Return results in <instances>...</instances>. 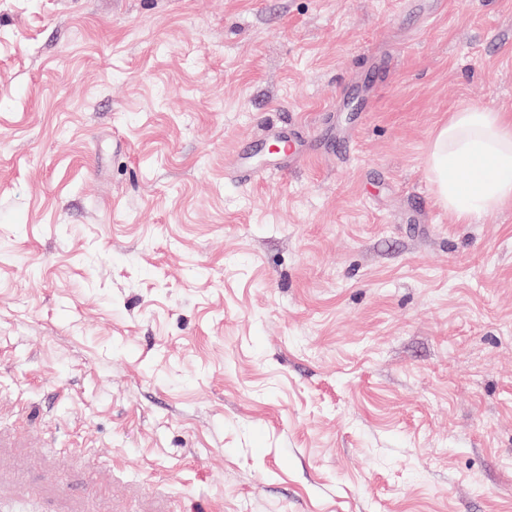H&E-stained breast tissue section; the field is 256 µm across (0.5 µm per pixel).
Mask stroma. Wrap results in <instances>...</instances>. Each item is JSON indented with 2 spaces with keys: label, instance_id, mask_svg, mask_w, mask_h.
Masks as SVG:
<instances>
[{
  "label": "stroma",
  "instance_id": "1",
  "mask_svg": "<svg viewBox=\"0 0 512 512\" xmlns=\"http://www.w3.org/2000/svg\"><path fill=\"white\" fill-rule=\"evenodd\" d=\"M403 2L0 0V500L512 512V0ZM426 162L439 203L459 224L512 205V121L459 108L435 131Z\"/></svg>",
  "mask_w": 512,
  "mask_h": 512
}]
</instances>
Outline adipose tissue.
I'll use <instances>...</instances> for the list:
<instances>
[{"mask_svg": "<svg viewBox=\"0 0 512 512\" xmlns=\"http://www.w3.org/2000/svg\"><path fill=\"white\" fill-rule=\"evenodd\" d=\"M426 162L439 203L457 222L512 205V121L500 113L454 110L435 131Z\"/></svg>", "mask_w": 512, "mask_h": 512, "instance_id": "1", "label": "adipose tissue"}]
</instances>
